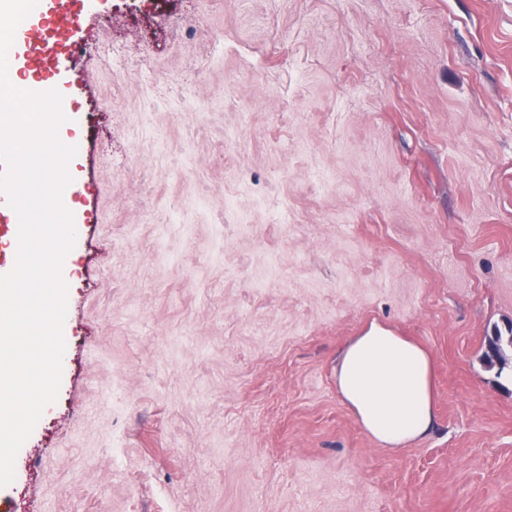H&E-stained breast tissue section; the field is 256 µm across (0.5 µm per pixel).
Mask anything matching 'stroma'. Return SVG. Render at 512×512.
I'll use <instances>...</instances> for the list:
<instances>
[{
    "label": "stroma",
    "instance_id": "1",
    "mask_svg": "<svg viewBox=\"0 0 512 512\" xmlns=\"http://www.w3.org/2000/svg\"><path fill=\"white\" fill-rule=\"evenodd\" d=\"M75 27L61 386L0 512H512V345L485 359L512 0H89ZM374 323L434 363L436 424L399 448L336 386Z\"/></svg>",
    "mask_w": 512,
    "mask_h": 512
}]
</instances>
